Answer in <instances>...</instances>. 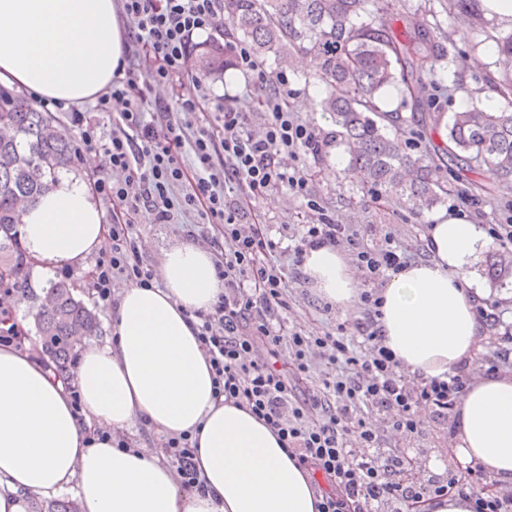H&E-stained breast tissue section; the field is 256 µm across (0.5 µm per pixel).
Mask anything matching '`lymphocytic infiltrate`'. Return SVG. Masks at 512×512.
Segmentation results:
<instances>
[{"instance_id":"1","label":"lymphocytic infiltrate","mask_w":512,"mask_h":512,"mask_svg":"<svg viewBox=\"0 0 512 512\" xmlns=\"http://www.w3.org/2000/svg\"><path fill=\"white\" fill-rule=\"evenodd\" d=\"M118 5L134 51L122 77L93 105L94 111L115 113L111 132L65 102L39 103L46 112H70L73 158L89 151L104 156V167L91 178L96 195L112 209L109 244L91 271L96 299L111 304L119 281L146 288L156 282L155 269L139 258L134 218L140 211L159 224L196 213L218 226L224 239L216 262L224 293L210 312L199 314L197 332L215 395L247 407L311 472L321 495L318 512H415L418 503L452 490L469 493L473 512H512V489L500 487L477 465L415 484L411 456L384 454L369 421L378 414L392 432L411 439L421 431L422 411L449 419L474 370L490 373L512 361V325L495 308L479 307L481 319L500 331L493 354L464 361L442 379L402 372L382 343L377 292L389 273L406 266L408 254L391 231H383L379 245L368 246L321 214L307 170L321 150V133L289 110L287 78H268L250 46L233 44L234 68L251 79L246 97L264 104L262 128L252 131L248 113L230 108L219 109L215 125H196L210 88L199 78L184 87L182 78L195 37L223 27L224 0ZM158 87L169 88L170 99H152ZM115 170L125 172V179L112 180ZM272 190L306 199L319 214L288 247L294 265H302L306 250L329 244L347 248L362 272L366 287L359 304L368 319L356 333L342 323L322 332L289 325L287 285L273 260L279 244L246 211ZM283 354L288 361L282 365ZM165 455L185 490L205 493L189 433L168 437Z\"/></svg>"}]
</instances>
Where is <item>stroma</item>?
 Instances as JSON below:
<instances>
[{"instance_id":"obj_1","label":"stroma","mask_w":512,"mask_h":512,"mask_svg":"<svg viewBox=\"0 0 512 512\" xmlns=\"http://www.w3.org/2000/svg\"><path fill=\"white\" fill-rule=\"evenodd\" d=\"M447 0H406L409 9L430 6V13L424 19L431 27L440 28L446 34L444 42L445 58L435 73L432 82L441 87L431 110L452 115L457 110L459 101L468 104H484L492 93V80L501 78L506 73L499 57L488 55V45L512 31V24L494 17L487 18L483 30L472 31L455 24L449 17L445 4ZM269 74H283L288 78V87L293 94L290 103L300 118L315 124L324 133L333 129L329 115H317L309 102L314 95L323 94V84L310 78L312 64L309 59H302L294 68L279 64L274 59L262 63ZM206 81L213 96L222 98L226 106H238L250 114V127L259 130L263 123L260 111L255 110L253 101L241 99L245 86V76L234 69L207 76ZM442 173L452 186L450 196L444 197L424 216H417L396 199L385 198L372 202L369 193L361 187L359 174H344L337 167H329L310 181L313 195L324 207L326 213L333 216L337 223L345 224L358 231L361 241L372 245L379 241L383 229H391L411 260H424L428 257L425 238L429 224L436 218L449 212L452 199L458 195L471 197L474 207L468 208L465 215L476 224H494L503 212L512 206V189L500 184L490 185L489 189H480L475 184L476 177L471 173H459L451 162L442 164ZM256 221L267 224L273 239H280L282 234L294 235L302 225L313 223L316 215L309 210L303 199L278 191L268 193L252 209ZM135 231L139 236L140 256L144 264L159 267L162 253L171 246L181 243H198L217 250V232H204L199 224H155L136 221ZM288 281V303L290 310L288 320L291 324L304 327L310 331H325L343 323L354 326L365 321L366 314L361 307L350 311L326 308L325 302L314 288L302 268L293 266L290 258L281 255L277 258ZM383 449L389 453L413 450L417 459L427 460L436 457L442 461L444 469H454L458 461L448 443V426L444 423L425 419L422 431L414 440L408 441L393 433L389 427H381Z\"/></svg>"}]
</instances>
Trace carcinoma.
<instances>
[{"label": "carcinoma", "instance_id": "carcinoma-1", "mask_svg": "<svg viewBox=\"0 0 512 512\" xmlns=\"http://www.w3.org/2000/svg\"><path fill=\"white\" fill-rule=\"evenodd\" d=\"M392 0H224V35L242 37L259 58L291 63L298 54L312 58V77L325 86L315 109L333 118L336 131L329 145L348 159L345 171L362 173L368 190L397 196L406 207L423 213L448 193L433 152H405L381 121L384 91L400 83L415 106L422 103L423 82L444 58L443 32L405 14L403 39L393 35ZM448 13L473 31L481 28L474 0H448ZM230 56L217 46L196 55L200 72L230 66ZM505 101L497 110L473 105L447 123L444 150L459 168L494 182L512 181V76L497 84ZM51 113L38 112L19 94L0 89V276L13 288L29 283L25 253L18 238V200H34L66 173L72 144L59 133L44 135ZM488 278L504 285L512 278V259L492 253ZM49 304L34 313L36 343L61 377L81 347L82 339L100 332L95 311L76 298L73 287L54 283ZM33 512H83L80 503L63 499Z\"/></svg>", "mask_w": 512, "mask_h": 512}]
</instances>
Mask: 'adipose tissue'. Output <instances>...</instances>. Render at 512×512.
Returning <instances> with one entry per match:
<instances>
[{
    "label": "adipose tissue",
    "instance_id": "adipose-tissue-1",
    "mask_svg": "<svg viewBox=\"0 0 512 512\" xmlns=\"http://www.w3.org/2000/svg\"><path fill=\"white\" fill-rule=\"evenodd\" d=\"M125 33L115 0H0V84L80 104L123 69ZM87 185L61 177L25 204L19 226L34 287L82 265L108 238ZM483 225L451 214L429 226L426 261L389 273L379 292L383 343L400 367L425 378L454 372L480 348L483 297L468 271L492 247ZM303 270L327 303L353 308L360 281L343 254L310 249ZM158 285L121 289L112 338L85 341L75 371L81 409L27 349L0 346V512H28L31 495L76 485L84 512H317L307 470L248 409L217 399L196 315L224 291L209 250L167 249ZM145 423L190 433L205 493L182 488L154 448L116 447ZM453 453L512 485V374L472 379L455 410Z\"/></svg>",
    "mask_w": 512,
    "mask_h": 512
}]
</instances>
